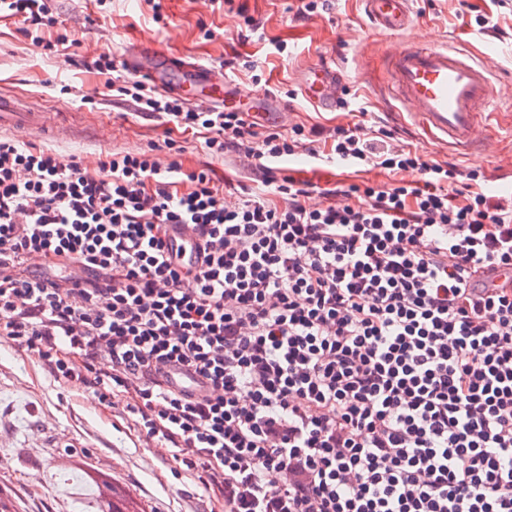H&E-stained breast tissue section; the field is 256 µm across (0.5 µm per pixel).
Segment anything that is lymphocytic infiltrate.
<instances>
[{
    "label": "lymphocytic infiltrate",
    "instance_id": "lymphocytic-infiltrate-1",
    "mask_svg": "<svg viewBox=\"0 0 512 512\" xmlns=\"http://www.w3.org/2000/svg\"><path fill=\"white\" fill-rule=\"evenodd\" d=\"M52 0H0L33 44H66ZM214 157L329 146L391 181L217 187L207 169L115 150L76 157L0 135V336L54 381L135 416L224 512H512V200L384 125L199 110L89 64ZM187 227L186 264L170 241ZM180 366L196 395L164 388Z\"/></svg>",
    "mask_w": 512,
    "mask_h": 512
}]
</instances>
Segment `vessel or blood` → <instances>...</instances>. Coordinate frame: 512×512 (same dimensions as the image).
Masks as SVG:
<instances>
[{"label": "vessel or blood", "mask_w": 512, "mask_h": 512, "mask_svg": "<svg viewBox=\"0 0 512 512\" xmlns=\"http://www.w3.org/2000/svg\"><path fill=\"white\" fill-rule=\"evenodd\" d=\"M371 26L393 36L413 22V0H362ZM130 71L158 90L207 105L249 104L227 88L223 70L160 50L154 42H140L124 53ZM390 97L409 108L410 118L436 142L465 153L493 132L498 113L489 109L494 85L481 61L462 46L443 41L425 44L406 40L385 56ZM294 81L303 98L318 112H332L344 82L338 64L310 62L297 67ZM41 112L24 109L15 99L0 95V127L29 129L45 125Z\"/></svg>", "instance_id": "b4317fda"}]
</instances>
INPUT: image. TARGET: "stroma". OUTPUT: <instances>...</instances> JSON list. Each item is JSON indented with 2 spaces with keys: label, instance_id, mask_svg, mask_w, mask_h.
Masks as SVG:
<instances>
[{
  "label": "stroma",
  "instance_id": "obj_1",
  "mask_svg": "<svg viewBox=\"0 0 512 512\" xmlns=\"http://www.w3.org/2000/svg\"><path fill=\"white\" fill-rule=\"evenodd\" d=\"M241 2L262 24L255 34L245 33L243 17L218 10L211 0H161L158 20L145 0H55L59 27L73 41L58 54L33 45L21 31L20 18H0V93L20 97L34 111L53 113L55 121L43 131H13V138L94 167L112 150L140 151L169 133L183 148V168L205 164L217 182L260 187L263 174L254 163L210 157L196 135L169 132L164 119L112 103L104 76L82 65L103 53L120 58L125 46L154 40L170 53L225 68L236 82L287 104L281 132L296 123L347 124L354 111L363 109L368 122L393 129L427 158L478 172L483 190L512 195V18L505 35L479 33L475 15L489 11L491 0H414V22L405 33L421 42H466L486 63L506 127L469 155L436 143L400 104L385 98L381 60L390 39L370 28L360 0H334L330 12L308 20L294 19L291 0ZM245 60L253 61V68H242ZM302 60L344 66L349 108L318 112L305 101L292 80ZM274 168L277 175L316 185L315 202L321 201L322 189L337 182L387 178L377 169L344 172L324 155H300ZM103 480L123 496L129 512L212 508L197 481L174 469L164 449L142 445L131 417L116 416L90 394L54 382L13 343L0 344V512H98L97 484Z\"/></svg>",
  "mask_w": 512,
  "mask_h": 512
}]
</instances>
